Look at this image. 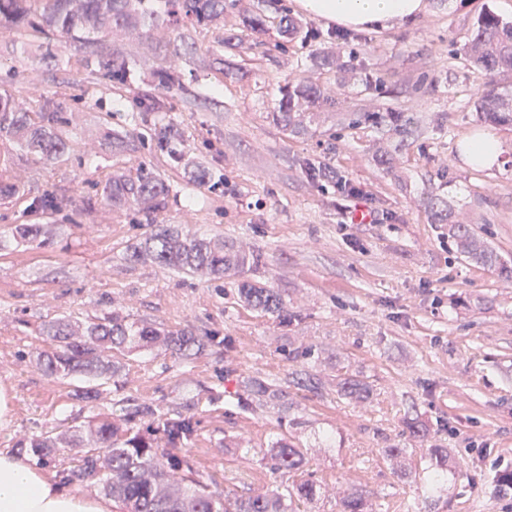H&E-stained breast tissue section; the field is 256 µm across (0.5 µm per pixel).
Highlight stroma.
Listing matches in <instances>:
<instances>
[{
  "mask_svg": "<svg viewBox=\"0 0 512 512\" xmlns=\"http://www.w3.org/2000/svg\"><path fill=\"white\" fill-rule=\"evenodd\" d=\"M488 10L512 21V0H429L414 21L364 30L305 15L294 0H230L223 28L191 31L181 53L168 28L149 39L123 35L137 63L119 92L64 40L47 56L32 34H0V96L34 119L52 102L66 143L45 161L0 140V182L20 187L0 198V393L9 405L0 453L98 415L122 421L146 401L196 420L188 446L215 494L310 479L320 492L298 512H340L352 491L372 512H512V486L502 480L512 472V283L463 260L428 208L434 195L450 201L512 267V127L494 129L502 145L494 168L460 159L461 141L484 126L476 106L485 89L512 86V75L486 74L465 56ZM284 11L300 32L287 44L277 23ZM259 15L272 19L261 30L250 24ZM318 47L341 52L349 77L317 68ZM163 63L181 71L183 90L153 88L148 73ZM303 78L335 105L292 135L272 114L284 81ZM147 96L173 118L180 160L154 148L153 120L129 125ZM366 112L402 113L405 133L384 121L349 126ZM116 137L127 148L114 147ZM383 153L391 164L378 163ZM309 164L336 176L310 179ZM144 167L174 193L157 223L258 252L247 279L279 292L299 321L283 327L243 305L238 279L218 287L150 259L129 261L130 245L150 231L146 215L107 204L102 189ZM47 193L63 197L58 211L35 208ZM359 205L375 222L352 223ZM15 224L41 225L51 246L16 244ZM111 311L193 332L205 347L189 359L160 348L119 356L108 381L40 365L45 325ZM251 376L287 382L286 400L256 413L237 407ZM348 376L371 383L372 398H339L336 382ZM87 386L98 390L88 404L76 396ZM413 419L427 423L428 438L409 432ZM282 436L304 455L299 471L271 473L263 458ZM228 440L249 453L225 449ZM435 445L464 463L439 492L423 471ZM390 448L405 454L390 458ZM81 454L58 449L42 472L61 489L100 496L71 475Z\"/></svg>",
  "mask_w": 512,
  "mask_h": 512,
  "instance_id": "obj_1",
  "label": "stroma"
}]
</instances>
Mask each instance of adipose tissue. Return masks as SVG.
Segmentation results:
<instances>
[{"mask_svg":"<svg viewBox=\"0 0 512 512\" xmlns=\"http://www.w3.org/2000/svg\"><path fill=\"white\" fill-rule=\"evenodd\" d=\"M302 13L336 24L362 29L415 19L426 0H297ZM502 146L497 136L482 131L466 137L461 158L473 168L498 163ZM106 498L64 491L48 482L42 471L26 461L0 454V512H112Z\"/></svg>","mask_w":512,"mask_h":512,"instance_id":"ef3b65f1","label":"adipose tissue"}]
</instances>
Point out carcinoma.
Here are the masks:
<instances>
[{
	"instance_id": "1",
	"label": "carcinoma",
	"mask_w": 512,
	"mask_h": 512,
	"mask_svg": "<svg viewBox=\"0 0 512 512\" xmlns=\"http://www.w3.org/2000/svg\"><path fill=\"white\" fill-rule=\"evenodd\" d=\"M161 11L145 4V0H0V32L30 28L45 38L49 48L56 37L67 38L78 51L94 54L93 65L115 85H123L129 76L128 56L116 46L105 45L106 38H115L142 28L146 33L163 23L180 27H216L224 22L227 0H160ZM472 66L489 73L512 72V21H506L492 11L485 12L467 47ZM151 83L166 90L182 87L180 75L174 69L156 67ZM310 108L298 111L300 103ZM332 103V99L316 86L282 87V98L276 122L285 131L298 133L305 129V119L316 116L314 110ZM483 119L512 126V94L488 89L477 103ZM61 117L56 112L41 113L35 122L29 113L20 112L14 101L0 96V138L14 139L26 150L45 160L64 152L65 141L57 133ZM107 202H131L147 205V220L165 211L171 189L149 172L134 179L121 174L112 176L103 188ZM435 223L448 225L459 254L470 261L488 267H498L506 279H512V269L500 264L495 250L483 237L456 214L453 205L443 199L430 202ZM12 238L21 244L46 245L38 224H17ZM149 257L155 262L185 274L208 280L242 276L258 265L260 255L239 250L222 241L184 234L168 224H158L150 236L130 247L129 259ZM239 300L270 315L282 326H289L299 315L288 310L287 303L272 288L244 282L239 288ZM42 335L50 351L42 355V364L51 374L69 376L76 373L108 380L118 366L115 355L133 351L165 348L174 355L189 357L204 346L202 337L190 331L170 332L147 321L129 320L117 313L86 322L76 330L70 320L59 318L43 328ZM246 398H238L241 407L253 412L264 404L286 396V390L260 376L244 382ZM336 394L343 398L365 400L373 395L365 381L347 377L337 381ZM196 422L190 416L159 419L156 426L145 430L121 426L103 418L88 422L82 428L57 436L35 435L16 444L40 463L53 460L58 448H84L86 452L73 475L89 481L102 491L120 500L126 512H295L294 499L311 500L317 493L316 484L306 479L296 491L267 492L246 498L216 495L193 478L191 459L181 453L195 431ZM162 435L165 446L156 443ZM263 459L272 473L297 471L303 456L299 449L279 439L264 453ZM448 449L435 448L429 456L428 480L434 487L448 481ZM341 512H368L364 497L352 492L341 502Z\"/></svg>"
}]
</instances>
